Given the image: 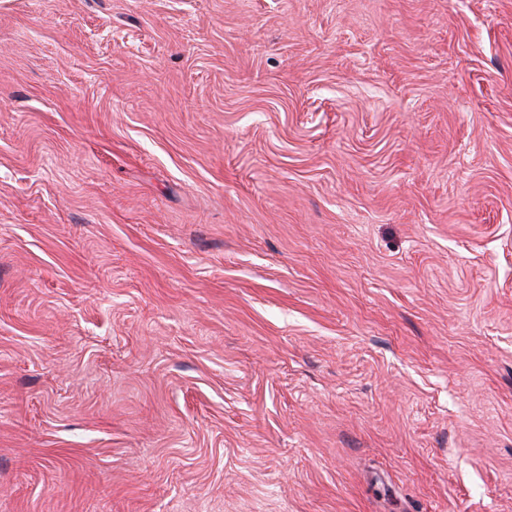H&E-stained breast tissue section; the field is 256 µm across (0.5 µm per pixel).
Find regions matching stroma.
<instances>
[{
	"instance_id": "obj_1",
	"label": "stroma",
	"mask_w": 512,
	"mask_h": 512,
	"mask_svg": "<svg viewBox=\"0 0 512 512\" xmlns=\"http://www.w3.org/2000/svg\"><path fill=\"white\" fill-rule=\"evenodd\" d=\"M0 512H512V0H0Z\"/></svg>"
}]
</instances>
